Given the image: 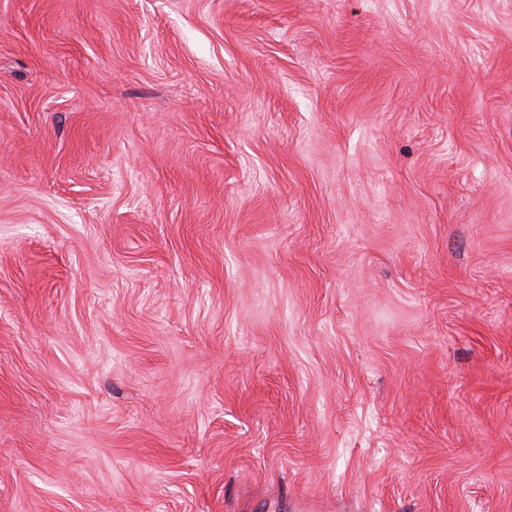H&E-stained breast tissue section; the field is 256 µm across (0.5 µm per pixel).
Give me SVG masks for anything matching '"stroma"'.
Instances as JSON below:
<instances>
[{
  "mask_svg": "<svg viewBox=\"0 0 512 512\" xmlns=\"http://www.w3.org/2000/svg\"><path fill=\"white\" fill-rule=\"evenodd\" d=\"M0 512H512V0H0Z\"/></svg>",
  "mask_w": 512,
  "mask_h": 512,
  "instance_id": "35a3bbf8",
  "label": "stroma"
}]
</instances>
